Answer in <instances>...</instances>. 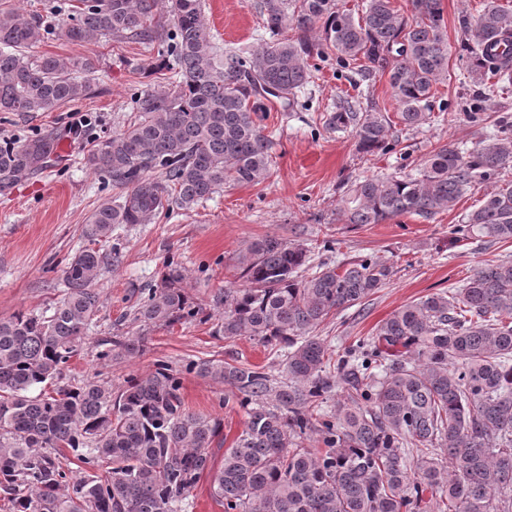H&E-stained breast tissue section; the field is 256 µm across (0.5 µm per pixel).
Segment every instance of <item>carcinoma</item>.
<instances>
[{"mask_svg": "<svg viewBox=\"0 0 512 512\" xmlns=\"http://www.w3.org/2000/svg\"><path fill=\"white\" fill-rule=\"evenodd\" d=\"M411 4L409 23L391 0H369L358 18L336 0H258L269 38L248 55L218 50L201 0H168L164 9L159 0L69 5L71 41L155 49L168 85L135 93L127 128L87 157L121 195L92 212L86 238L99 243L121 224H150L226 185L268 179L273 141L262 113L298 105L314 57L333 56L364 79L388 76L400 122L426 124L433 87L448 77V41L441 0ZM463 25L474 42L467 78L511 82L512 10L491 0ZM50 33L0 8V112H52L89 94L79 72L91 63L31 56ZM324 126L354 133L362 153L397 146L383 113L347 98ZM57 140L50 131L0 146V192L46 169ZM511 169L512 124L501 117L470 149H434L416 174L351 182L338 213L347 224L431 219ZM451 233L512 240V181L485 194ZM310 253L301 243L258 240L240 257L247 285L216 298L224 339L249 336L286 351L287 378L276 383L246 364L189 366L242 395L246 426L217 470L221 420L185 409L179 373L164 362L129 376L115 394L91 380L45 390L99 312L93 284L108 257L90 247L76 254L65 269L68 290L48 312L0 320V491L11 512H186L205 474L224 512H512V259L401 306L375 335L337 353L315 329L374 294L393 270L364 258L342 270L322 262L304 278ZM183 279L181 266L167 263L135 320L172 326L202 311ZM144 340L114 339L101 357L134 358ZM335 392L340 398L325 408ZM310 435L322 448L304 446ZM62 448L86 469L67 476Z\"/></svg>", "mask_w": 512, "mask_h": 512, "instance_id": "carcinoma-1", "label": "carcinoma"}]
</instances>
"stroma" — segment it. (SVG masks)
<instances>
[{"mask_svg": "<svg viewBox=\"0 0 512 512\" xmlns=\"http://www.w3.org/2000/svg\"><path fill=\"white\" fill-rule=\"evenodd\" d=\"M28 20L52 28L34 55H51L68 63L91 59V91L85 99L53 112H0V141L24 140L37 131H56L59 166L0 192V318L40 312L66 290L67 263L89 242L83 235L88 216L119 192L86 164L92 151L123 130L131 116V97L141 90L160 91L158 55L135 43L70 41L62 25L64 0H5ZM257 0H202L203 14L216 45L224 51L250 52L267 35ZM487 0H442L448 40V77L433 88L429 122L405 128L387 77L364 81L339 68L335 58L315 60L311 83L300 93L301 107L268 112L264 124L274 141L270 177L258 185L224 187L189 211H174L150 224L120 225L100 243L112 262L94 288L100 311L86 339L63 369L65 380H93L120 389L131 375L146 374L163 360L182 381L187 411L221 419L213 459L243 431L246 415L231 386L188 370V363L214 360L266 367L283 380V355L250 337L224 339L223 312L213 299L224 288L240 285L239 257L254 241L273 237L299 241L314 261L342 265L370 258L392 266L391 278L361 305L335 312L317 329L332 349L341 350L375 327L394 310L422 297L462 284L481 264L512 259V241L484 243L461 239L451 227L482 203L489 184L465 194L452 211L425 220L405 214L381 224H345L337 209L347 182L376 175L416 173L435 148L448 142L474 146L491 130L490 119L512 117V84L486 94L484 88L460 84L464 65L460 44L462 18L474 17ZM372 106L391 120L398 138L395 150L364 154L354 133L326 130L321 122L337 98ZM485 120H478V113ZM331 250H324V242ZM183 269V286L203 307L197 318L171 326H142L134 312L146 289L156 287L168 261ZM142 335V355L106 361L101 351L116 336Z\"/></svg>", "mask_w": 512, "mask_h": 512, "instance_id": "stroma-1", "label": "stroma"}]
</instances>
